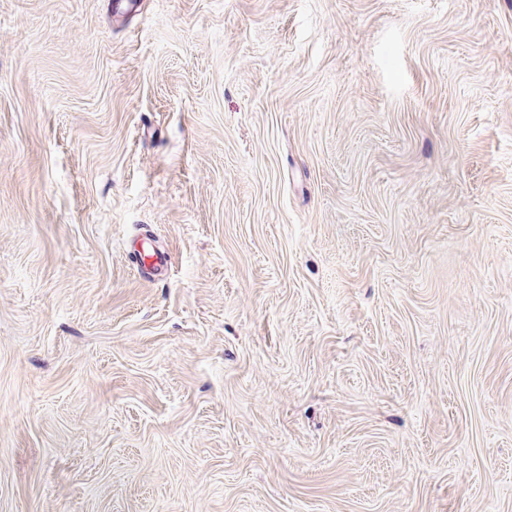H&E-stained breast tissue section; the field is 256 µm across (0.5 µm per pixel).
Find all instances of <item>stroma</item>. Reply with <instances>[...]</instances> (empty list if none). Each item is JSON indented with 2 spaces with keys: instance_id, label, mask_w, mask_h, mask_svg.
I'll use <instances>...</instances> for the list:
<instances>
[{
  "instance_id": "stroma-1",
  "label": "stroma",
  "mask_w": 512,
  "mask_h": 512,
  "mask_svg": "<svg viewBox=\"0 0 512 512\" xmlns=\"http://www.w3.org/2000/svg\"><path fill=\"white\" fill-rule=\"evenodd\" d=\"M0 512H512V0H0ZM141 250L135 249L137 268L144 273L160 276L165 273L169 266V256L166 252L159 249L144 247L145 243L150 242L148 239L139 238Z\"/></svg>"
}]
</instances>
